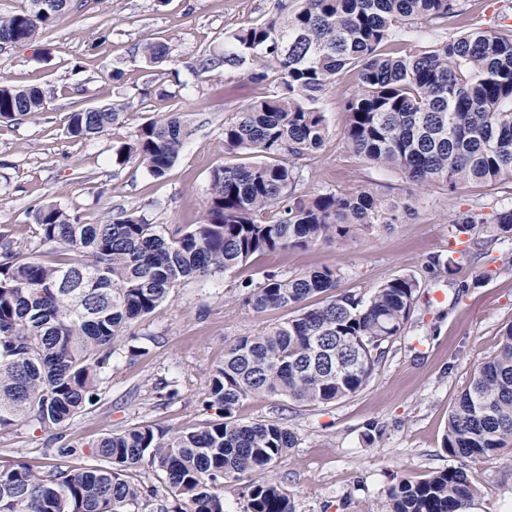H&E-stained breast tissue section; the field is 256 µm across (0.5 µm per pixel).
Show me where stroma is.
Here are the masks:
<instances>
[{
  "label": "stroma",
  "instance_id": "obj_1",
  "mask_svg": "<svg viewBox=\"0 0 512 512\" xmlns=\"http://www.w3.org/2000/svg\"><path fill=\"white\" fill-rule=\"evenodd\" d=\"M80 10L60 14L43 38L0 49V79L37 84L47 108L35 123H0V233L17 241L37 238L26 212L53 200L94 224L123 211L144 213L169 228L199 223L213 169L223 166L224 125L257 96L280 83H249L245 70L218 78L196 74L204 54L224 46L237 28L265 20L277 0H79ZM160 40L166 63L147 69L137 56L142 42ZM119 66L122 83L109 73ZM181 83L167 98L141 100L147 81ZM352 86L342 77L318 103L328 123L323 146L299 164L302 192L371 187L387 197L420 192L418 213L393 231H376L345 245L320 243L304 250L265 253L204 285L189 281L145 320L132 326L117 348L112 371L92 405L60 433L29 426L0 430V461L34 466L98 465L93 453L104 437L137 425L177 432L202 426L211 369L225 345L289 318L278 309L256 313L242 304L243 286L271 273L297 275L337 269L336 289L369 294L392 278L422 283L429 306L412 315L368 385L334 404L295 406L281 397L243 401L240 418L281 419L298 444L273 475L288 490L295 512H386L388 487L449 467L464 469L480 490L471 512H512V446L473 462L448 455V413L473 372L493 357L500 331L512 322V239L486 241L483 220L512 202V183L483 188L415 189L401 174L358 160L345 147L343 101ZM131 101L121 122L103 137L79 141L66 133L73 102L95 107ZM181 114L188 131L168 174L151 177L137 162L112 163V146L128 140L148 119ZM480 217L467 256L453 272L430 266L431 256L454 249L455 219ZM177 380V394L166 383ZM377 437L365 442L368 428Z\"/></svg>",
  "mask_w": 512,
  "mask_h": 512
}]
</instances>
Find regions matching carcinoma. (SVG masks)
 I'll list each match as a JSON object with an SVG mask.
<instances>
[{
  "instance_id": "1",
  "label": "carcinoma",
  "mask_w": 512,
  "mask_h": 512,
  "mask_svg": "<svg viewBox=\"0 0 512 512\" xmlns=\"http://www.w3.org/2000/svg\"><path fill=\"white\" fill-rule=\"evenodd\" d=\"M27 0L0 17V37L36 41L70 0L41 10ZM421 21L453 23L462 33L394 55L389 45ZM162 65L159 41L138 48ZM248 67L260 85L273 68L278 93L256 99L224 124V152L236 161L211 172L202 220L170 232L143 214L121 212L85 224L54 202L31 209L39 227L33 251L0 234V430L28 425L58 430L92 404L128 329L168 300L175 288L208 282L256 254L347 243L375 229L393 230L418 212L414 196L388 198L372 188L298 192L296 161L327 135L315 107L327 87L353 75L344 101L347 148L365 163L404 175L418 187L450 190L512 182V25L483 29L466 21L460 0H277L267 20L235 30L224 51L199 60L198 74ZM46 95L36 85L0 83V122H37ZM130 103L115 100L67 117L69 137L92 141L118 124ZM185 141L177 114L141 124L112 146L118 166L137 162L164 177ZM495 237H512V207L492 218ZM337 273L323 268L268 275L243 305L296 315L224 347L209 375L206 403L216 419L188 432L150 425L120 430L96 445L104 464L0 463V512H224V483L248 475L243 512H294L269 473L296 446L278 420L238 418L243 400L280 396L295 404H331L361 392L387 346L405 333L421 285L398 276L367 297L333 293ZM325 294L314 308L308 298ZM498 353L475 370L448 414L444 448L478 462L512 445V323ZM141 467L163 475L177 500L130 479ZM477 495L459 468L388 489L387 512H469ZM185 503L184 509L179 503Z\"/></svg>"
}]
</instances>
